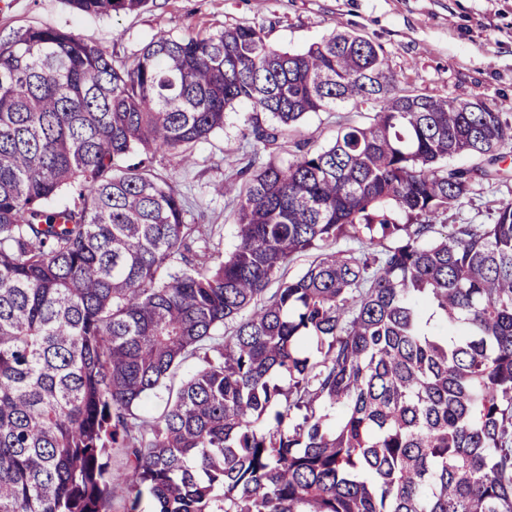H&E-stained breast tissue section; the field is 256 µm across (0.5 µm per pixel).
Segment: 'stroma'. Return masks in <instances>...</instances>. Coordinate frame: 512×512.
Here are the masks:
<instances>
[{
    "label": "stroma",
    "mask_w": 512,
    "mask_h": 512,
    "mask_svg": "<svg viewBox=\"0 0 512 512\" xmlns=\"http://www.w3.org/2000/svg\"><path fill=\"white\" fill-rule=\"evenodd\" d=\"M239 24L262 27L271 46L301 51L336 30H354L382 49L403 88L434 97L512 101V0H150L139 12L77 13L65 0H0V36L26 26L72 31L106 48L113 61L132 59L152 37L206 35ZM351 106L308 114L296 132L266 147L264 160L285 166L300 148L332 143L338 121L357 119ZM244 108L227 111L224 127L197 144L195 162L158 156L153 164L186 205L191 224L214 227L212 250L235 244L233 194L224 190L253 151L243 136ZM476 178L464 204L442 224H489L512 199V155Z\"/></svg>",
    "instance_id": "stroma-1"
}]
</instances>
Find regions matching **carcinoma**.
Returning a JSON list of instances; mask_svg holds the SVG:
<instances>
[{"label": "carcinoma", "mask_w": 512, "mask_h": 512, "mask_svg": "<svg viewBox=\"0 0 512 512\" xmlns=\"http://www.w3.org/2000/svg\"><path fill=\"white\" fill-rule=\"evenodd\" d=\"M345 103L372 116L286 167L250 156L223 260L153 172L236 105L266 146ZM504 107L400 87L353 30L162 34L119 66L73 32L0 38V512H112L114 485L126 512H512V200L427 240L476 174L448 159L512 144Z\"/></svg>", "instance_id": "cac0c4a2"}]
</instances>
